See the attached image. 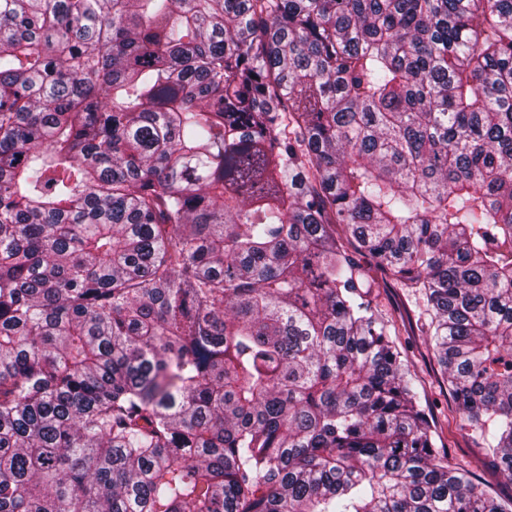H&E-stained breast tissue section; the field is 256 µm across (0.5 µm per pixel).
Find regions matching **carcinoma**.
<instances>
[{"label": "carcinoma", "mask_w": 512, "mask_h": 512, "mask_svg": "<svg viewBox=\"0 0 512 512\" xmlns=\"http://www.w3.org/2000/svg\"><path fill=\"white\" fill-rule=\"evenodd\" d=\"M375 268L512 483V0H0V512H512ZM372 304L386 319L392 320V339L417 375L416 388L421 404L435 422L439 438L449 448L448 464L470 471L476 483L487 493L507 496L512 486L495 470L479 448L476 433L460 431L462 419L452 413L448 386L442 383L434 357L428 325L431 320L426 299L418 288H386L381 280L369 295Z\"/></svg>", "instance_id": "carcinoma-1"}]
</instances>
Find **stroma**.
Here are the masks:
<instances>
[{"label": "stroma", "mask_w": 512, "mask_h": 512, "mask_svg": "<svg viewBox=\"0 0 512 512\" xmlns=\"http://www.w3.org/2000/svg\"><path fill=\"white\" fill-rule=\"evenodd\" d=\"M369 298L379 313L392 320L396 327L395 342L417 375L420 401L433 419L441 441L448 447L449 464L470 471L477 484L489 494H512V484L489 462L485 449L476 441L475 432L461 430V418L450 410L448 387L441 380L428 336L431 316L422 291L379 284L372 288Z\"/></svg>", "instance_id": "obj_1"}]
</instances>
